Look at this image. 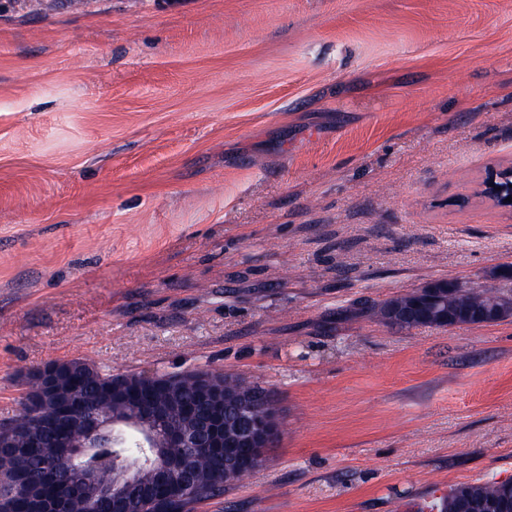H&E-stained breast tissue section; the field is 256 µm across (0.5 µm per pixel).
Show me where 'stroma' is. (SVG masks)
<instances>
[{
    "label": "stroma",
    "mask_w": 512,
    "mask_h": 512,
    "mask_svg": "<svg viewBox=\"0 0 512 512\" xmlns=\"http://www.w3.org/2000/svg\"><path fill=\"white\" fill-rule=\"evenodd\" d=\"M512 0H0V425L24 376L240 375L200 512H415L512 478V318L365 309L512 264ZM497 187H500V190H497ZM480 194L501 206L512 207V200L506 201L507 197H512V169L488 177L480 189Z\"/></svg>",
    "instance_id": "stroma-1"
}]
</instances>
